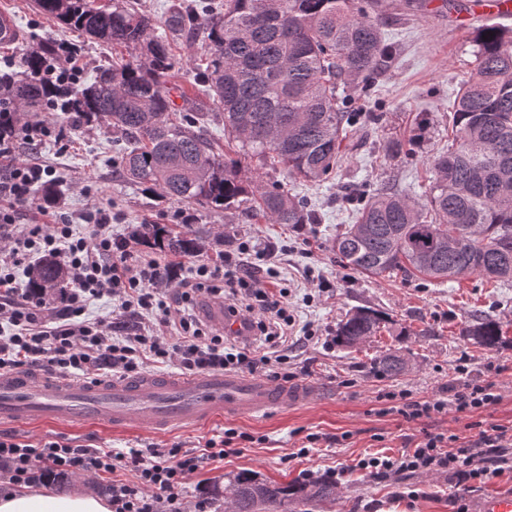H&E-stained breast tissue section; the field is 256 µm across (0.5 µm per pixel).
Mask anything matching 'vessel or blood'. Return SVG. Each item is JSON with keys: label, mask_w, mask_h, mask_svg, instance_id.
Masks as SVG:
<instances>
[{"label": "vessel or blood", "mask_w": 512, "mask_h": 512, "mask_svg": "<svg viewBox=\"0 0 512 512\" xmlns=\"http://www.w3.org/2000/svg\"><path fill=\"white\" fill-rule=\"evenodd\" d=\"M302 385H271L234 373L144 374L99 384L31 371L0 375V423L105 422L116 428L144 423L156 430L206 425L222 415L261 414L308 403Z\"/></svg>", "instance_id": "1"}]
</instances>
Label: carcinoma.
<instances>
[{"instance_id": "carcinoma-1", "label": "carcinoma", "mask_w": 512, "mask_h": 512, "mask_svg": "<svg viewBox=\"0 0 512 512\" xmlns=\"http://www.w3.org/2000/svg\"><path fill=\"white\" fill-rule=\"evenodd\" d=\"M179 0L157 20L131 0H35L38 12L126 54L58 92L67 120L105 121L124 145L112 157L122 178L154 197L222 211L241 224H315L319 216L288 182H326L341 166L350 129L377 124L382 113L360 112L376 100L379 78L395 55L385 27L393 17H415L427 0ZM208 49L196 73L201 91L220 104L224 154L203 133V112L177 109L169 79L179 69L172 42ZM474 60L449 115L452 139L434 160L425 202L390 179L376 188L345 193L354 223L336 235L344 264L373 276L400 272L418 280H447L478 273L512 281V27L485 22L472 31ZM58 55L47 42L22 58L23 78L6 92L16 112H41L52 92L40 81L44 63ZM427 120L411 138L379 147L384 158H407L419 147ZM282 173L257 181L242 175L243 162ZM136 238L179 256L206 250L191 223L141 224ZM28 284L48 297L68 287L57 263L44 259L27 272ZM384 328V318L351 310L334 341L353 348ZM463 338L494 348L509 342L490 316L467 321ZM408 361L398 350L372 359L371 368L396 376ZM229 512H296L314 502L336 501V483L308 480L286 485L247 472L215 492Z\"/></svg>"}]
</instances>
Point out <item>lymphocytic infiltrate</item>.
<instances>
[{
    "instance_id": "obj_1",
    "label": "lymphocytic infiltrate",
    "mask_w": 512,
    "mask_h": 512,
    "mask_svg": "<svg viewBox=\"0 0 512 512\" xmlns=\"http://www.w3.org/2000/svg\"><path fill=\"white\" fill-rule=\"evenodd\" d=\"M51 124L0 121V318L11 326L0 336V374L42 366L61 376L95 381L105 371L119 377L136 376L147 363L178 361L188 372L224 370L260 372L274 381L290 382L287 355L276 353L284 344L293 321L287 291L272 287L277 267H269L263 280L247 272L252 252L241 243L237 252H225L192 265L162 257L137 254L132 238L113 236L112 213L99 208L82 214L94 225L92 237L74 236L69 214L53 204L36 205V187L57 182L53 168L13 160L15 145L41 140L52 133ZM37 210L39 224L19 223L22 212ZM50 256L67 272L70 286L56 298V316L39 293L19 287L15 270ZM224 295L227 315L243 317L244 336H225L205 328L189 312L199 293ZM118 300L121 312L148 314L151 320L137 332L115 336L111 323L83 320L89 299ZM493 383H451L447 394L430 400H405L392 411L406 420L428 418L448 407L465 411L497 403ZM512 447V432L492 425L477 438L458 442L456 436L428 433L399 456L378 454L361 459L358 469L374 478L393 472L445 469L461 483L501 475L505 449ZM205 455L182 454L178 449L125 455L102 449L79 448L57 440L31 443L0 436V469L10 484L32 485L61 473L94 469L109 479L112 512H178V490L187 474L204 459L224 456L223 442L208 440ZM133 471L134 480L121 479Z\"/></svg>"
}]
</instances>
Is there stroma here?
<instances>
[{"instance_id":"35a3bbf8","label":"stroma","mask_w":512,"mask_h":512,"mask_svg":"<svg viewBox=\"0 0 512 512\" xmlns=\"http://www.w3.org/2000/svg\"><path fill=\"white\" fill-rule=\"evenodd\" d=\"M463 2V10L450 12L444 0H430L418 18L387 26L386 33L398 44L399 54L381 79L378 109L384 117L379 126L371 127L368 140L379 144L389 137L408 138L424 112L432 124L413 158L382 163L367 149H348L334 179L294 184V191L306 194L321 215L317 224H241L230 215L158 201L142 188L125 183L113 170L116 134L107 123L79 132L57 114H30V121L55 123L57 135L34 146L17 145L14 161L55 167L63 177L61 191L68 211L111 209L113 236L131 237L142 224L190 221L200 230L223 234L225 251H236L240 242L249 241L280 252V285L288 291V312L295 319L288 367L313 387L315 396L299 408L223 417L201 427L155 431L144 426L114 429L100 424L41 423L0 425V434L34 443L59 440L125 453L173 446L194 453L206 440H222L226 430H234L232 453L206 461L185 479L179 491L183 512H195L201 502L206 503L207 512H217L213 489L240 472L281 484L299 480L305 470L335 480V502L311 504L308 512H458L461 494L469 512H478L486 496L512 494V471L473 481L463 491L444 470L399 472L375 479L355 468L360 458L370 454H401L427 432L454 434L465 441L477 435L480 422L512 429V347L483 349L460 334L463 323L482 312L499 319L512 338V282L495 284L476 273L443 282L368 276L341 263L332 248L336 234L350 222L336 202L349 187L362 181L377 185L391 176L418 195L431 177L433 161L448 139L454 95L473 60L468 30L488 19L481 0ZM1 9L15 14L24 38L17 45L0 46V66L20 65L26 51L45 41L76 49L94 68L112 58L111 48L40 15L34 0H0ZM174 52L182 63L174 81L187 102L208 112L218 111V104L193 81L199 49L184 42ZM357 307L376 310L391 322L419 331L420 337L400 344L382 331L352 349H324L323 342L334 336L337 323ZM396 347L409 356L408 370L395 377L374 374L371 359ZM462 375L470 381L496 382L499 402L485 410H451L413 422L383 411L384 395L407 392L429 399ZM303 447L309 448L308 456H299Z\"/></svg>"}]
</instances>
